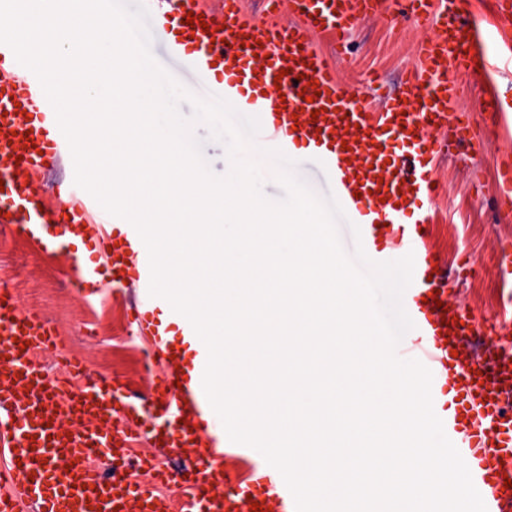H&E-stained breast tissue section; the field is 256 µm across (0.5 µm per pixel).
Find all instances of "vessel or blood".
Instances as JSON below:
<instances>
[{
    "label": "vessel or blood",
    "instance_id": "obj_1",
    "mask_svg": "<svg viewBox=\"0 0 512 512\" xmlns=\"http://www.w3.org/2000/svg\"><path fill=\"white\" fill-rule=\"evenodd\" d=\"M154 2L170 51L184 57L204 96L242 103L276 148L319 161L351 222L359 225L371 259L385 260L393 251L414 255L405 301L417 341L400 351L431 370L434 411L467 460L473 482L484 488L487 512H512V488L504 486L512 478V415L502 400L503 391H512V354L489 365L469 351L468 312L441 292L443 276L422 246L436 196L434 166L447 147L441 131L453 125L458 139L481 146L468 114L455 111L459 75L481 60L474 41L453 22L457 0H408L411 14L431 25L433 34L420 42L418 62L399 90L380 93L376 110L349 91L312 39H344L378 15L385 0H267L271 17L264 21L248 15L241 0H221L216 7L205 0ZM284 9L296 18L286 27L273 20ZM191 14L202 16V24L186 25ZM312 81L319 94L309 103L301 91ZM64 142L37 77L0 44V225L46 251L73 234L83 257L74 283L98 290L108 285L93 260L100 226L89 223L83 205L64 212L42 208L34 183L59 158ZM498 201L501 214L511 217V154L500 161ZM117 242L113 274L148 286L147 254L131 255L137 234L127 232ZM134 322L154 335L167 333L157 302L137 306ZM53 343L51 323L21 313L10 289L1 288L0 426L12 431L17 460L0 468V512H19L26 501L37 512H90L97 505L109 512H167L156 487L178 483L179 476L153 457L134 454L140 432L124 422L135 413L151 425L165 420V447L192 456L189 512H251L254 502L287 512L292 494L282 477H266L252 490L233 485L201 440L202 431L222 427L201 412V379L167 371L142 410L121 387L88 383L89 370L78 357L61 354L64 375L49 376L36 355ZM175 405L182 406L184 421L169 420ZM99 454L122 460L123 476L108 481L93 470L90 461Z\"/></svg>",
    "mask_w": 512,
    "mask_h": 512
}]
</instances>
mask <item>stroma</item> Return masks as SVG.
<instances>
[{"label": "stroma", "instance_id": "1", "mask_svg": "<svg viewBox=\"0 0 512 512\" xmlns=\"http://www.w3.org/2000/svg\"><path fill=\"white\" fill-rule=\"evenodd\" d=\"M461 22L470 28L484 54L485 69L458 79L461 107L475 109L487 90L502 99L504 110L481 154L453 141L435 165L439 193L425 244L445 274L448 298L461 302L478 322L501 317V241L512 240V222L498 213L494 186L501 153L512 148V12L495 14L488 0H458ZM426 29L400 0H388L384 14L363 21L349 36L334 63L349 87L365 92L369 72H379L396 88L416 62L415 47ZM71 255L37 250L0 229V279H7L18 307L47 317L58 341L69 353L83 357L94 381L119 384L127 394L147 397L156 377L146 368L149 335L135 334L128 314L139 301L135 287L86 297L74 288Z\"/></svg>", "mask_w": 512, "mask_h": 512}]
</instances>
